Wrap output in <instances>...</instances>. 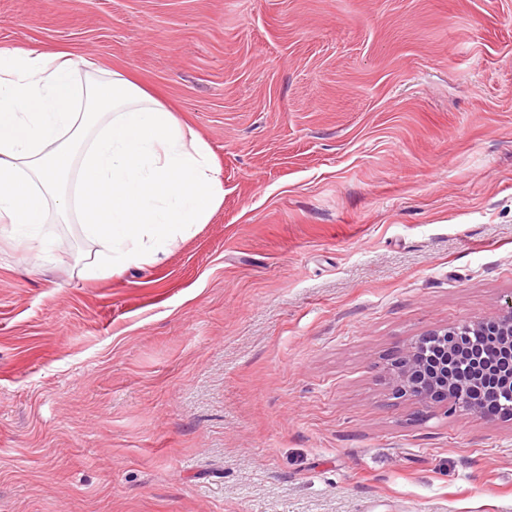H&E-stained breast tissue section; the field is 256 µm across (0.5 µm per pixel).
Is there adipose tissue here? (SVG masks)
Instances as JSON below:
<instances>
[{
  "label": "adipose tissue",
  "instance_id": "obj_1",
  "mask_svg": "<svg viewBox=\"0 0 512 512\" xmlns=\"http://www.w3.org/2000/svg\"><path fill=\"white\" fill-rule=\"evenodd\" d=\"M54 49L0 50V224L75 220L102 244L83 277L158 259L217 207L206 144L129 78Z\"/></svg>",
  "mask_w": 512,
  "mask_h": 512
}]
</instances>
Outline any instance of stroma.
I'll return each mask as SVG.
<instances>
[{"label": "stroma", "mask_w": 512, "mask_h": 512, "mask_svg": "<svg viewBox=\"0 0 512 512\" xmlns=\"http://www.w3.org/2000/svg\"><path fill=\"white\" fill-rule=\"evenodd\" d=\"M135 80L224 198L79 277L0 232V512H512V420L392 394L512 294V0H0Z\"/></svg>", "instance_id": "obj_1"}]
</instances>
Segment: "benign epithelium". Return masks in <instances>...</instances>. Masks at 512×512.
Returning <instances> with one entry per match:
<instances>
[{
	"label": "benign epithelium",
	"instance_id": "obj_1",
	"mask_svg": "<svg viewBox=\"0 0 512 512\" xmlns=\"http://www.w3.org/2000/svg\"><path fill=\"white\" fill-rule=\"evenodd\" d=\"M499 360L485 361V345ZM393 394L444 404L451 411L488 413L476 398L493 386L494 404L512 407V295L494 320L473 319L427 331L393 361Z\"/></svg>",
	"mask_w": 512,
	"mask_h": 512
}]
</instances>
